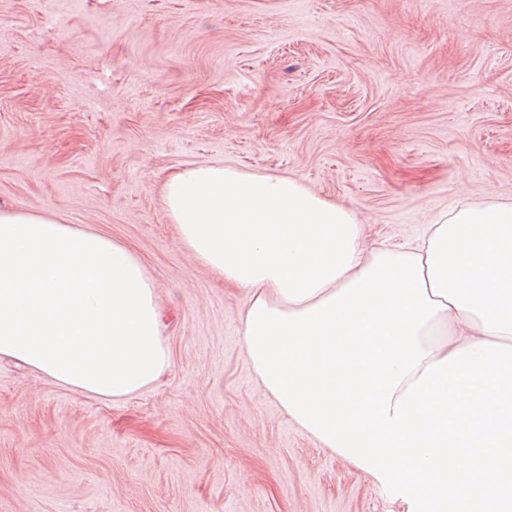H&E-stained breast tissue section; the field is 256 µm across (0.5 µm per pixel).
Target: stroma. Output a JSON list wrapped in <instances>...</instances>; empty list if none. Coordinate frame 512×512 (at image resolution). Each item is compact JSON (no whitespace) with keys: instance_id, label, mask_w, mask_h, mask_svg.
Here are the masks:
<instances>
[{"instance_id":"obj_1","label":"stroma","mask_w":512,"mask_h":512,"mask_svg":"<svg viewBox=\"0 0 512 512\" xmlns=\"http://www.w3.org/2000/svg\"><path fill=\"white\" fill-rule=\"evenodd\" d=\"M299 180L364 242L512 200V0H0V207L131 248L170 365L119 399L0 361V512H406L293 423L168 173Z\"/></svg>"}]
</instances>
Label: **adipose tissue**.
Masks as SVG:
<instances>
[{"mask_svg": "<svg viewBox=\"0 0 512 512\" xmlns=\"http://www.w3.org/2000/svg\"><path fill=\"white\" fill-rule=\"evenodd\" d=\"M162 201L193 257L247 295V358L289 419L408 512H512V201L372 249L352 211L285 176L185 167ZM162 331L130 248L0 209V358L121 397L167 369Z\"/></svg>", "mask_w": 512, "mask_h": 512, "instance_id": "obj_1", "label": "adipose tissue"}]
</instances>
